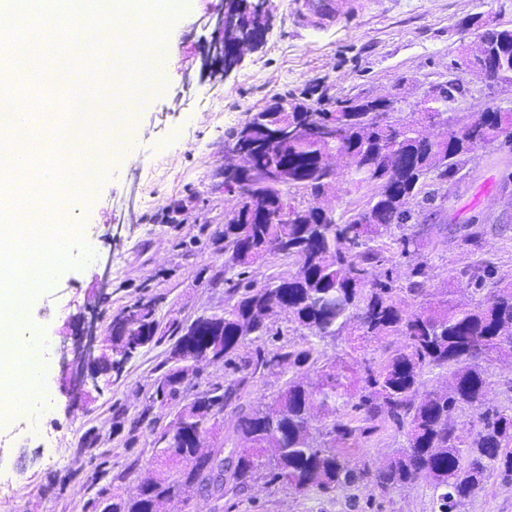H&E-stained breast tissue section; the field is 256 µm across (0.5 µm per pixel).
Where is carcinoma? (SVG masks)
<instances>
[{"label":"carcinoma","instance_id":"carcinoma-1","mask_svg":"<svg viewBox=\"0 0 512 512\" xmlns=\"http://www.w3.org/2000/svg\"><path fill=\"white\" fill-rule=\"evenodd\" d=\"M482 36L491 50L502 56L512 73V30H485ZM302 111L251 112L242 127L265 138L294 126L336 123V151L345 159L347 181L359 187L374 184L379 191L345 222L319 204V192L329 173L318 165L325 145L300 136L288 139L285 151L260 155L264 165L286 164L311 178L312 197L295 222L282 224L285 205L299 207L290 184L274 191L254 188L246 177H233L235 206L224 214V284L227 303L210 316L211 325L222 329L221 341L211 359L232 363L238 348L251 335H279L269 326L268 315L288 306L289 320L322 340L359 332L365 337L403 336L406 344L394 351L384 365L365 366L363 385L353 394L348 365H332L321 371L310 387L288 380L277 400L263 407L237 411L235 429L246 441L267 449L262 464L269 483H285L297 492L313 488L326 493L367 478L369 470L351 464L347 450L357 428L343 420L346 409L365 422L390 421L406 430L407 446L397 451L385 468L373 474L375 485L386 491L420 478L434 489L436 512H461L467 499L482 488L486 475L497 471L512 482V413L488 405L491 386L488 363L496 358L512 360V284L493 280V265L482 261L463 272L465 280L446 289L443 297L408 309L405 293L425 295L422 265L413 267L404 287H396L392 272L378 268L391 262L385 238L392 226L408 223L412 206L434 207L439 182L459 174L466 155L477 147H512V138L500 136L512 129V113L498 106L479 112L448 113V134L433 142L416 127L396 115L395 105L383 112L355 99L336 102V109L300 104ZM248 235L238 234L241 224ZM294 261L288 276L260 283L252 268L270 253ZM480 298H474V295ZM141 324L137 341L145 346L158 330L150 305L136 306ZM186 336L171 349L179 366L162 379V397L175 400L194 373L195 359L183 352ZM314 347L290 350L281 345L272 351L257 347L235 370L241 376L215 383L202 396L184 406L159 436L161 453L182 467L173 479L152 477L135 497L114 494L94 501L96 512H159L164 500L204 494L214 501V512H224L228 491L243 492L258 472L252 449L224 447L202 450L191 437L215 430L214 421L256 373L281 364L300 369L313 358ZM446 370L448 390L429 391L424 376ZM470 411L476 420L465 422L459 414ZM328 420L319 437L311 435L316 416Z\"/></svg>","mask_w":512,"mask_h":512}]
</instances>
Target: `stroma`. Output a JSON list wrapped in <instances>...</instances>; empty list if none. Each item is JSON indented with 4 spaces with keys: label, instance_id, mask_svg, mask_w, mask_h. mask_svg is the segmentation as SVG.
Segmentation results:
<instances>
[{
    "label": "stroma",
    "instance_id": "1",
    "mask_svg": "<svg viewBox=\"0 0 512 512\" xmlns=\"http://www.w3.org/2000/svg\"><path fill=\"white\" fill-rule=\"evenodd\" d=\"M356 13L332 27L300 20L298 0H272L260 44L245 49L231 74L202 72L201 53L215 37L224 0H187L165 41L173 61L164 87L132 116L135 131L116 151L108 172L75 215V235L94 258L62 270L46 290L26 302L33 328L46 336L50 410L18 413L19 427H0V512H91L98 492L136 495L141 478L169 469L157 438L197 393L230 378L220 361L197 365L188 389L167 402L153 401L156 383L171 369L173 326H187L222 311L224 214L235 204L224 189L233 132L248 113L275 96L313 94L323 107L353 97L396 100L404 117L431 87L457 76L453 61L475 48L468 16L483 13L487 28L511 27L498 0H360ZM472 89L458 97L462 113L481 104L512 111V86L486 87L475 72L462 76ZM434 208L408 232L419 246L393 268L396 285L424 264L428 293L458 280L475 257L489 259L501 284L512 283V151L476 150L453 184L437 187ZM481 231L478 251L464 236ZM151 304L159 340L139 348L121 368L98 378L90 402L60 389V350L72 345L83 316L97 314L99 339H112L115 323L138 304ZM404 337L339 336L317 341L319 362L379 364L402 348ZM317 377L313 368L262 371L244 389L247 407L268 404L288 378ZM402 429L376 422L359 434L348 455L380 467L405 446ZM426 479L381 491L366 480L323 493H306L258 476L251 487L224 499V512H433ZM462 512H512V484L498 473Z\"/></svg>",
    "mask_w": 512,
    "mask_h": 512
}]
</instances>
